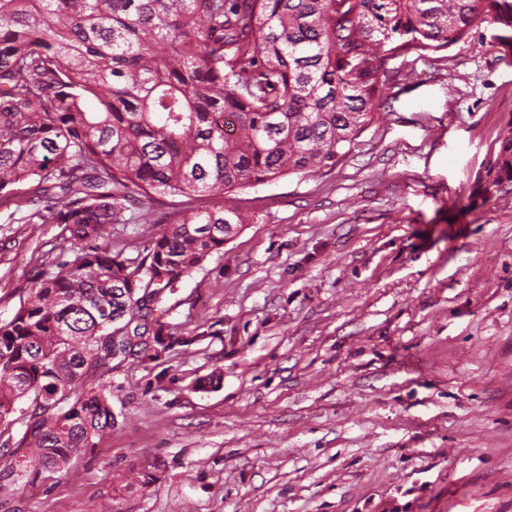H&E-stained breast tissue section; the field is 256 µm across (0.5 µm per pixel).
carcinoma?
<instances>
[{
    "mask_svg": "<svg viewBox=\"0 0 512 512\" xmlns=\"http://www.w3.org/2000/svg\"><path fill=\"white\" fill-rule=\"evenodd\" d=\"M337 2L0 0V194L25 186L16 222L88 242L0 322V427L27 418L30 438L0 490L112 434L109 391L86 378L136 349L162 357L163 293L245 220L174 212L138 262L98 243L108 225L333 167L375 119L382 53L448 48L478 21L512 48V0ZM498 172L512 181V138Z\"/></svg>",
    "mask_w": 512,
    "mask_h": 512,
    "instance_id": "1",
    "label": "carcinoma"
}]
</instances>
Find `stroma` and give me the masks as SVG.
Masks as SVG:
<instances>
[{"label": "stroma", "instance_id": "stroma-1", "mask_svg": "<svg viewBox=\"0 0 512 512\" xmlns=\"http://www.w3.org/2000/svg\"><path fill=\"white\" fill-rule=\"evenodd\" d=\"M496 26L385 57L375 121L332 168L156 204L237 233L165 297L159 360L89 383L117 426L75 476L0 512H512V51ZM0 200V322L54 268L61 224ZM156 224L108 226L143 258Z\"/></svg>", "mask_w": 512, "mask_h": 512}]
</instances>
